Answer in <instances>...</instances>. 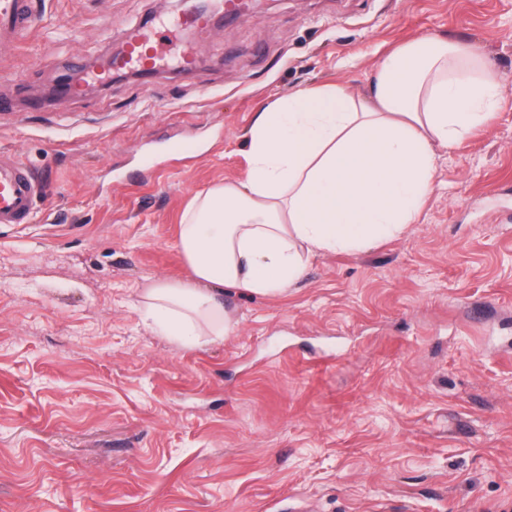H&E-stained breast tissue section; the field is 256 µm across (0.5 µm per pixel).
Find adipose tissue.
<instances>
[{
	"label": "adipose tissue",
	"instance_id": "obj_1",
	"mask_svg": "<svg viewBox=\"0 0 512 512\" xmlns=\"http://www.w3.org/2000/svg\"><path fill=\"white\" fill-rule=\"evenodd\" d=\"M499 82L474 48L430 36L381 61L370 101L328 84L267 107L245 135L244 179L197 192L184 211L177 246L190 278L144 288L145 318L182 346L217 343L235 327L225 288L280 295L314 252L402 235L434 188L435 146L484 124Z\"/></svg>",
	"mask_w": 512,
	"mask_h": 512
}]
</instances>
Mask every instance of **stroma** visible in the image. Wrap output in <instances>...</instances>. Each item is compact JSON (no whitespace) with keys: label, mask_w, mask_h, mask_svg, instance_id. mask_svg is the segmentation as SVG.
Listing matches in <instances>:
<instances>
[{"label":"stroma","mask_w":512,"mask_h":512,"mask_svg":"<svg viewBox=\"0 0 512 512\" xmlns=\"http://www.w3.org/2000/svg\"><path fill=\"white\" fill-rule=\"evenodd\" d=\"M0 56V153L45 194L0 224V512H512V0H246L187 40L182 0H31ZM153 75L42 94L150 20ZM437 36L501 75L490 121L437 148L415 224L322 251L287 293L225 292L184 348L142 288L189 275L193 195L244 177L258 112L303 87L368 98ZM185 49L196 67L173 72Z\"/></svg>","instance_id":"1"}]
</instances>
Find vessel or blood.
<instances>
[{"label": "vessel or blood", "mask_w": 512, "mask_h": 512, "mask_svg": "<svg viewBox=\"0 0 512 512\" xmlns=\"http://www.w3.org/2000/svg\"><path fill=\"white\" fill-rule=\"evenodd\" d=\"M34 27L29 0H0L1 53L13 51ZM159 48L155 32L143 33L129 42L125 62L151 69L157 62ZM42 195L41 183L23 161L0 157V224L29 223L36 201Z\"/></svg>", "instance_id": "b4317fda"}]
</instances>
